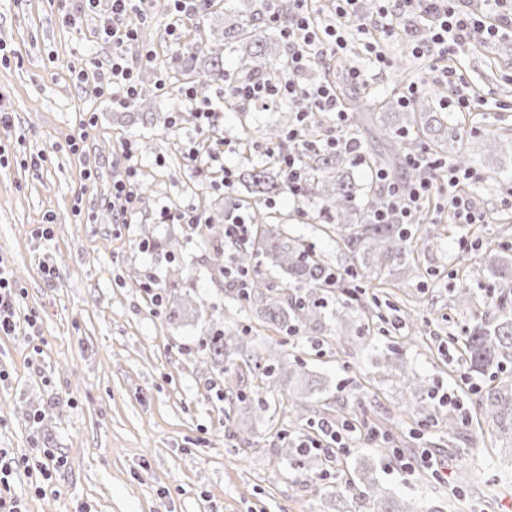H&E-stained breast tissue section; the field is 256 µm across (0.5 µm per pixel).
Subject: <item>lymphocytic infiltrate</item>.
Here are the masks:
<instances>
[{
  "instance_id": "1",
  "label": "lymphocytic infiltrate",
  "mask_w": 512,
  "mask_h": 512,
  "mask_svg": "<svg viewBox=\"0 0 512 512\" xmlns=\"http://www.w3.org/2000/svg\"><path fill=\"white\" fill-rule=\"evenodd\" d=\"M84 2L88 11L98 14L97 29L101 38L112 44L109 76L97 81L95 92L112 106L128 107L142 93L140 70L153 62L154 52L140 44L137 28L128 25L127 20L133 15L145 16L148 0H110V7L104 13L97 10L100 0ZM312 2L289 0L290 8L284 12L280 9V0H267L265 20L281 29L288 46L287 67L276 79L242 81L226 88L227 94L242 103L266 107L305 96L308 109L298 112L294 124L285 134L286 140L296 144L301 142L315 114L332 116L340 129L349 124L347 112L327 82L309 86L300 80L301 75L321 57L336 58L342 54L347 30L365 34L378 28L385 37L391 38L400 31V18L418 17L430 36L413 42L412 53L434 61L445 60L457 46L470 39L478 38L492 44L512 38V0H493L491 12L481 16L469 11L468 0H373V10L369 13L360 9V0H332L334 21L323 27L315 21ZM132 46L138 49L137 60L133 63L127 57V50ZM375 179L388 198V206L380 211L379 221H386L389 214L394 213L400 223H418L422 206L432 194L433 180L407 183L384 169L376 170ZM107 196L113 222L130 223L139 200L136 168L127 167L124 178L113 181Z\"/></svg>"
}]
</instances>
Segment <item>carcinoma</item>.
<instances>
[{"label": "carcinoma", "instance_id": "carcinoma-1", "mask_svg": "<svg viewBox=\"0 0 512 512\" xmlns=\"http://www.w3.org/2000/svg\"><path fill=\"white\" fill-rule=\"evenodd\" d=\"M265 0H224L219 6L207 0L202 15L196 19L193 39L188 50L179 58L175 69L176 81H187L199 88L220 83H232L262 76L276 78L273 64L285 65L288 48L281 31L268 26L262 19ZM225 12L233 16V23L224 29L222 39L205 32L206 19ZM234 46L238 52V67L233 73L224 70V46ZM344 104L360 112V119L380 124L385 135L394 142L391 153H379L371 158L373 167L391 168L418 153L422 139L435 147V160L444 163L447 156L455 166H469L464 148L465 139L472 136L464 127L448 126V118L434 111L426 98L417 101L411 112H364V100L345 97ZM307 108V103L294 99L284 104L279 121L259 130L268 143H278L289 149L282 140L283 133L293 122L294 113ZM328 119L314 118L305 131V147L298 150L304 171L300 198L315 209L316 220L328 224L336 234V247L347 259L339 269L317 253L300 238L293 237L280 224L269 222L265 208L271 199L288 188V172L280 165L278 155L266 152L261 157L241 154L239 164V198L220 212H211L207 221L196 229L200 240L207 244L211 254L212 271L218 279H226L224 272V224L234 211L250 214L252 230L238 244L232 257L234 267L248 274L246 287L235 286L228 280L225 292L231 295L240 310L252 311L267 325L285 335L305 331L311 334L322 328L324 302L318 292L342 289L346 300L336 308L333 318L343 320L354 308L381 322L385 319L377 310L382 302L379 290L392 285V281L418 273L417 258L429 250L449 228L430 218L437 204L428 201L422 223L408 227L393 220L375 223V212L386 203L381 186L359 184L354 179L351 155L345 150L325 149L323 129ZM486 151L512 154V139L487 129L481 134ZM274 270L286 281L285 288L276 291L265 271ZM493 280L496 295L492 299L495 316L469 325L464 334L452 336L462 349L460 354L469 375L483 376L512 365V244H498L488 250L479 265L470 268L469 281ZM195 299L186 294L179 299L165 300V315L180 319L194 309ZM199 346L205 360L224 375L222 400L229 404L258 401L267 405L259 391L247 394L241 386L245 374L260 381L259 390L273 394L284 382H295L301 394L288 402L289 413L294 415L289 425L295 428L317 426L312 412L322 401V391L310 382L304 362L300 358L288 360V350H272L267 357L258 356L251 346L250 337L231 325L224 324V316L209 319ZM479 408L485 420L495 426L494 437L512 444V380H499L479 397ZM277 453L296 471L305 469L311 457L307 448L288 447L289 434L279 430Z\"/></svg>", "mask_w": 512, "mask_h": 512}]
</instances>
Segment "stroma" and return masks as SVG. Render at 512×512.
<instances>
[{
	"mask_svg": "<svg viewBox=\"0 0 512 512\" xmlns=\"http://www.w3.org/2000/svg\"><path fill=\"white\" fill-rule=\"evenodd\" d=\"M80 8L79 0L61 7L49 0H0V43L10 56L0 65V107L14 115L13 126L0 129L8 159L0 166V268L20 289L23 313L10 334H0V448L33 462L47 450L64 459L46 495L34 493L30 478L15 477L12 490L27 512H379V500L355 478L358 467L370 468L384 496L414 502L420 512L512 506V450L492 438L477 413L478 392L488 382L465 384L458 351L448 343L449 334H460L487 311L493 295L486 284L467 304L453 299V288L481 255L476 238L512 243V222L498 220L512 199V158L487 153L480 139L466 142L474 175L466 193L486 224L456 225L454 234L419 256L421 269L438 275L435 286L404 278L387 288L396 308L386 318L404 309L417 342L382 335L354 311L343 321H324L316 353L309 336L284 338L244 314L258 348L286 343L324 382L327 418L356 426L327 478H320L318 460L298 476L273 450L278 400L266 411L255 405L229 411L215 396L212 387L222 378L201 358L197 342L210 311L231 315L233 303L210 278L208 247L184 225L158 221L162 206L210 209L230 202L232 193L211 188L209 170L183 152V143L200 135L196 118L167 107L145 129L135 114L98 99L92 84L75 82L72 64L100 78L112 56L111 44L94 34L95 16L74 27L63 24L64 13ZM170 22L167 0H151L142 31L162 61L183 51L169 40ZM379 48L388 64L374 68L363 35H346V64L365 70L368 91L397 99L415 83L435 100L452 97V88L437 82L404 40L384 39ZM455 64L469 90L490 107L482 114L449 113V122L512 138L506 108L512 103V42L492 48L470 43ZM278 118L272 106L253 105L245 115L222 112L225 165L239 163L240 122L257 129ZM145 135L153 139V153L127 162L122 142ZM76 137L82 144L75 153L69 143ZM38 153L45 160L32 165L29 158ZM131 164L142 189L139 210L131 223L116 224L104 198ZM88 170L97 172L95 184L85 180ZM300 207L297 197L284 193L270 214L291 236L343 264L335 235ZM82 211L93 212L94 223L80 222ZM144 238L145 250L139 246ZM174 238L182 244L175 257L169 248ZM463 239L470 249H459ZM46 265L55 269L48 281ZM136 271L169 292H191L199 316L168 320L145 289L133 286ZM395 353L426 385L419 398L422 421L404 413L402 373L382 363ZM444 395L450 404L441 403ZM425 449L440 460L438 474L421 467ZM405 461L415 464L413 473L402 471Z\"/></svg>",
	"mask_w": 512,
	"mask_h": 512,
	"instance_id": "obj_1",
	"label": "stroma"
}]
</instances>
